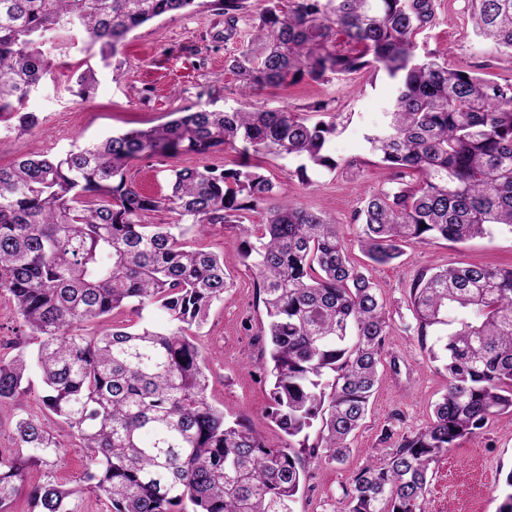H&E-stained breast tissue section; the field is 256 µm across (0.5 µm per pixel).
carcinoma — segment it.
<instances>
[{"label":"carcinoma","mask_w":512,"mask_h":512,"mask_svg":"<svg viewBox=\"0 0 512 512\" xmlns=\"http://www.w3.org/2000/svg\"><path fill=\"white\" fill-rule=\"evenodd\" d=\"M477 34L512 52V0H474ZM233 33L247 0H212ZM200 0H0V124L38 126L23 111L52 73L56 53L88 39L96 64L112 66L127 34ZM435 0H266L254 38L227 57L248 94L308 78L362 71L393 84L385 124L366 137L390 170L354 216L358 242L388 264L408 244L464 243L512 233V84L415 54L435 25ZM344 125L282 108L183 109L161 125L75 145L0 167V294L13 302L37 347L0 357V412L20 404L28 373L41 374L45 412L14 422L15 447L0 448V512L26 496L37 512H79L81 490L28 469L58 465L61 423L86 452L84 481L104 512H293L309 457L342 462L363 421L389 330L377 288L351 263L339 225L278 195L251 159L291 156L336 170L329 144ZM238 170L185 167L171 191H140L126 175L136 159L226 148ZM260 209L264 223H240ZM170 212L174 224H155ZM238 229L236 259L187 244L215 225ZM256 270L266 311L271 377L268 416L279 448L207 396L209 368L197 342L214 303L231 286L226 269ZM417 335L444 333L430 357L446 393L419 430L394 437L383 459L351 477L334 512H428L432 464L492 419L512 416V267L448 265L418 272L409 287ZM159 310L164 326L144 322ZM122 314L138 319H118ZM108 322L91 331L88 326ZM315 443H309L310 436Z\"/></svg>","instance_id":"obj_1"}]
</instances>
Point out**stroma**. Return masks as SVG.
I'll return each mask as SVG.
<instances>
[{"label":"stroma","mask_w":512,"mask_h":512,"mask_svg":"<svg viewBox=\"0 0 512 512\" xmlns=\"http://www.w3.org/2000/svg\"><path fill=\"white\" fill-rule=\"evenodd\" d=\"M436 25L419 35L417 53L447 52L454 68L489 81L512 83V52L497 50L478 36L471 23V0H437ZM263 0H249L234 36H226L224 16L206 8L157 18L131 32L113 60V69H99L98 85L89 98L76 96L72 87L87 56L85 44L57 58L50 77L31 94L25 109L35 113L39 125L29 131L0 129V166L24 156L57 157L72 145L100 140L112 131L147 129L170 118L178 109L206 108L228 111L242 105L240 82L227 70L226 58L246 45L250 15ZM391 84L368 74L346 80H302L287 87L267 88L253 97L254 106L285 107L322 119L339 114L346 128L330 146L338 167L329 172L308 171L299 177L298 160L264 157L261 171L288 200L322 212L339 224L351 260L367 267L388 311L381 381L370 401L368 414L351 440V453L340 463L307 459L309 478L293 506L294 512H329L351 476L385 454L384 428L408 434L430 419L434 403L445 393L448 377L440 362L428 356L434 336L421 337L408 307L407 290L417 272L448 264L454 266L512 265V233L503 231L464 243L438 239L408 245L403 256L386 265L373 264L362 254L353 215L367 192L386 186L389 175L371 155L367 135L384 123ZM232 149L205 155L172 154L131 162L128 177L151 194L169 191L172 169L238 168ZM233 288L216 303L198 342L208 357L211 402L240 416L261 432L272 447L285 438L267 415L270 378L259 364L262 345L248 323L265 319L256 296V272L244 265L231 270ZM55 434L66 450L64 465L45 471L29 470L30 480L51 473L70 486L81 483L85 451L67 427ZM512 473V418L502 416L476 434L458 441L432 466L430 512H497L499 493Z\"/></svg>","instance_id":"obj_1"}]
</instances>
